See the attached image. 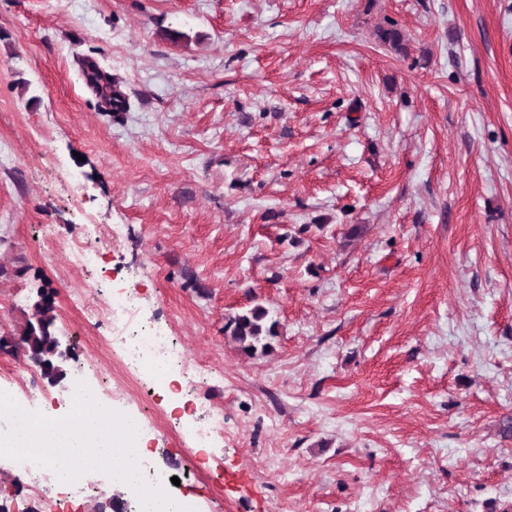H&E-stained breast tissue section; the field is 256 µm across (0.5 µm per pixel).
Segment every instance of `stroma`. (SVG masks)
Returning <instances> with one entry per match:
<instances>
[{"label": "stroma", "instance_id": "35a3bbf8", "mask_svg": "<svg viewBox=\"0 0 512 512\" xmlns=\"http://www.w3.org/2000/svg\"><path fill=\"white\" fill-rule=\"evenodd\" d=\"M0 146V335L45 287L70 352L40 407L97 360L204 512H512V0H0ZM114 224L94 302L212 370L205 449L75 301L73 236ZM83 71L87 76V84L93 93L100 99L102 106L110 112H126L128 102L123 95L117 91L107 74L96 65L85 63ZM278 322L269 317L263 306L253 308L230 318L224 326L225 333L239 344V348L254 355L260 347L263 352L270 348L269 340L278 334Z\"/></svg>", "mask_w": 512, "mask_h": 512}]
</instances>
